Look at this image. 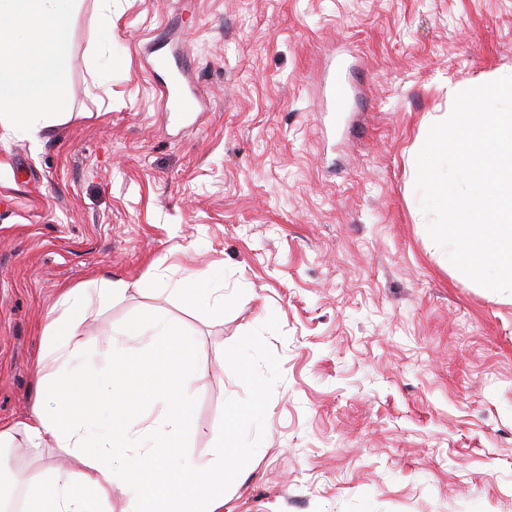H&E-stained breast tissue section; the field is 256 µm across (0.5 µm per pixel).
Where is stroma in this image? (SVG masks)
<instances>
[{
  "instance_id": "obj_1",
  "label": "stroma",
  "mask_w": 512,
  "mask_h": 512,
  "mask_svg": "<svg viewBox=\"0 0 512 512\" xmlns=\"http://www.w3.org/2000/svg\"><path fill=\"white\" fill-rule=\"evenodd\" d=\"M98 13L70 23V119L0 127V424L31 411L61 289L218 269L223 317L151 291L108 316L161 306L195 338L191 456L257 404L223 512H512V298L447 266L411 192L450 88L512 72V0H112L100 48ZM341 50L360 95L332 138ZM160 55L204 97L190 126L160 109ZM64 462L0 453V512Z\"/></svg>"
}]
</instances>
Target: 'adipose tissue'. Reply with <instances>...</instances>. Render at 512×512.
I'll return each mask as SVG.
<instances>
[{"label": "adipose tissue", "mask_w": 512, "mask_h": 512, "mask_svg": "<svg viewBox=\"0 0 512 512\" xmlns=\"http://www.w3.org/2000/svg\"><path fill=\"white\" fill-rule=\"evenodd\" d=\"M78 0H0V126L30 134L53 133L68 102V26ZM139 284L100 277L62 289L48 311L38 358L31 414L0 425V450L25 439L70 458L66 468L23 475L20 512H113L112 493L127 498L123 512H221L223 448L195 458L170 447L191 435L193 424L177 410L196 391L194 340L165 309L124 330L104 328L96 343L107 372L82 362L89 340L83 329L90 310L105 313L114 302L140 293ZM156 364L178 374V386L145 392L138 373ZM132 401L138 414H120ZM156 406L159 417L146 409ZM168 446L157 457L159 446Z\"/></svg>", "instance_id": "ef3b65f1"}]
</instances>
